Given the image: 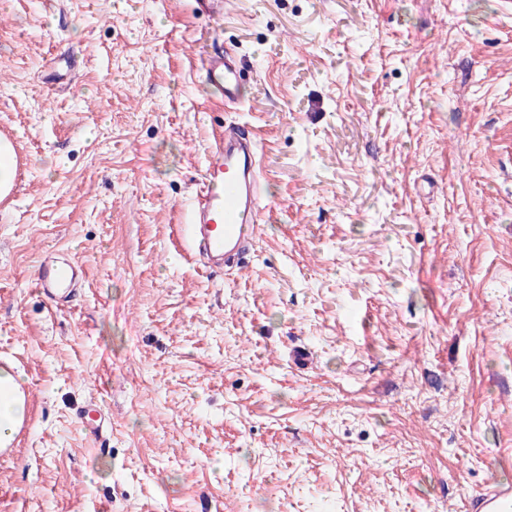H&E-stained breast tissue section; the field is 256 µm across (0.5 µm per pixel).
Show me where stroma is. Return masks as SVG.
<instances>
[{
  "label": "stroma",
  "instance_id": "35a3bbf8",
  "mask_svg": "<svg viewBox=\"0 0 512 512\" xmlns=\"http://www.w3.org/2000/svg\"><path fill=\"white\" fill-rule=\"evenodd\" d=\"M222 44L237 109L198 75ZM228 121L269 206L211 275L182 226ZM1 137L32 422L0 512H481L512 485V0H224L218 29L194 0H0ZM66 255L85 281L38 295ZM16 155L11 142L0 139V189L10 188L16 176ZM86 273L83 261L75 255L62 260L47 257L40 264L34 288L43 295H58L71 291Z\"/></svg>",
  "mask_w": 512,
  "mask_h": 512
}]
</instances>
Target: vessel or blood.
<instances>
[{
    "mask_svg": "<svg viewBox=\"0 0 512 512\" xmlns=\"http://www.w3.org/2000/svg\"><path fill=\"white\" fill-rule=\"evenodd\" d=\"M200 71L225 104L243 105L238 56L233 48L208 54ZM262 183L255 134L240 124H225L207 150L201 186L184 226L189 249L208 270L242 265V255L259 228ZM85 272V265L77 256L61 260L47 257L40 264L34 286L44 295L63 294L76 287Z\"/></svg>",
    "mask_w": 512,
    "mask_h": 512,
    "instance_id": "vessel-or-blood-1",
    "label": "vessel or blood"
}]
</instances>
